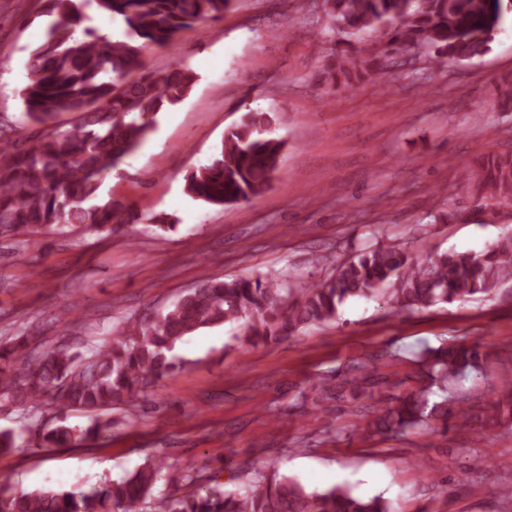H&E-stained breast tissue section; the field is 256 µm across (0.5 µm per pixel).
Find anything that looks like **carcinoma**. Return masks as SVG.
Returning <instances> with one entry per match:
<instances>
[{
	"mask_svg": "<svg viewBox=\"0 0 512 512\" xmlns=\"http://www.w3.org/2000/svg\"><path fill=\"white\" fill-rule=\"evenodd\" d=\"M232 0H45L51 18L43 43L29 54L21 91L24 124L41 126L38 145L21 149L17 126L0 123V237L33 234L44 226L82 225L110 238L143 215L104 198L101 187L154 131L158 116L181 102L194 83L186 68L151 71L144 51L162 47L185 29L216 19ZM325 14L349 54H335L326 73L334 85L352 86L372 69L425 49L436 64L470 60L489 50L503 0H323ZM120 20L124 37L108 39L89 25L88 10ZM68 119L61 120L62 116ZM272 117L247 112L229 128L210 164L187 178L186 189L213 205L240 203L271 185L285 142L265 135ZM481 197L512 204V155H488L464 175ZM512 282V236L481 252H443L422 260L397 245H382L336 266L300 288L281 276L204 279L155 317L128 322L84 363L66 347L36 353L19 341L0 347V401L38 408L94 412L137 406L141 393L177 364L170 353L185 338L215 326L237 327L235 340L256 347L287 339L302 328L337 319L354 297H387L397 313L422 311L488 295ZM411 368L403 382L378 371L387 356ZM492 356L481 342L380 351L352 360L336 376L327 399L360 406L359 436L396 434L424 427L446 435L471 423H512V383L495 391L489 407L463 386L486 371ZM112 420L85 427L37 429L47 448L77 447L110 437ZM156 476L145 464L105 486L61 492L0 491V512H144ZM166 512H396L391 501L363 497L346 484L310 490L291 477L259 480L249 488H207L175 500Z\"/></svg>",
	"mask_w": 512,
	"mask_h": 512,
	"instance_id": "1",
	"label": "carcinoma"
}]
</instances>
